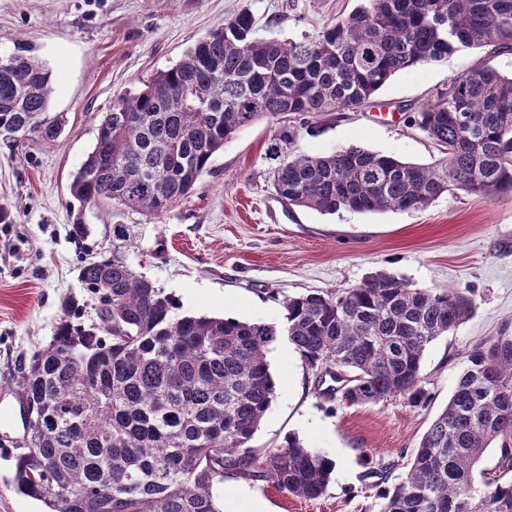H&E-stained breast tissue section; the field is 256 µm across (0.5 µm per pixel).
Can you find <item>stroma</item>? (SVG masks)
Masks as SVG:
<instances>
[{"mask_svg":"<svg viewBox=\"0 0 512 512\" xmlns=\"http://www.w3.org/2000/svg\"><path fill=\"white\" fill-rule=\"evenodd\" d=\"M359 0H0V53L21 46L51 72L47 118H62L50 143L0 139V203L14 221L0 224V512H41L13 488L25 446L19 381L64 317L66 296H83L82 257L111 247L112 227L130 224L131 267L178 303L179 314L282 325L286 298L341 290L374 270L423 289L458 288L471 317L427 351L430 397L420 407L394 397L348 407L323 396L287 339L267 353L276 394L251 446L256 454L298 436L335 464L322 497L305 500L273 485L226 477L216 488L224 512H379L385 482L407 470L413 450L446 406L468 347L512 337V198L442 195L419 211L322 214L273 192L266 156L274 125L259 121L225 142L187 200L148 220L126 208L80 209L70 184L93 150L113 103L175 65L199 39L240 10L258 33L294 40L347 16ZM490 59L512 73V51L464 49L405 70L375 95L374 106L334 112L300 130L295 148L325 155L349 146L434 165L439 147L409 117L451 78ZM90 233L71 234L75 218ZM390 466L387 480L374 472Z\"/></svg>","mask_w":512,"mask_h":512,"instance_id":"stroma-1","label":"stroma"}]
</instances>
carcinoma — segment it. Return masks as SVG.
<instances>
[{
	"label": "carcinoma",
	"instance_id": "carcinoma-1",
	"mask_svg": "<svg viewBox=\"0 0 512 512\" xmlns=\"http://www.w3.org/2000/svg\"><path fill=\"white\" fill-rule=\"evenodd\" d=\"M315 35H258L241 11L215 26L174 66L112 105L70 192L82 208L133 209L151 220L188 198L212 157L240 129L283 116L268 147L276 194L334 214L420 210L443 194L512 197V75L488 61L456 77L411 123L442 148L435 166L347 147L299 154L294 143L328 112L355 111L397 73L461 48L512 50V0H363ZM49 69L22 48L0 53V137L54 141L43 117ZM112 249L79 266L87 297L109 296L85 323L87 301L62 302L68 319L33 355L23 399L39 415L18 456L16 491L45 512H222L214 486L228 476L314 500L334 463L295 436L258 456L251 441L275 383L266 353L281 336L326 396L344 404L403 397L427 402L424 355L473 313L457 288L425 290L385 270L341 291L284 301L277 327L175 315V299ZM447 406L414 449L404 477L381 492L379 512H512V481L474 471L496 447L512 470V340L467 349Z\"/></svg>",
	"mask_w": 512,
	"mask_h": 512
}]
</instances>
